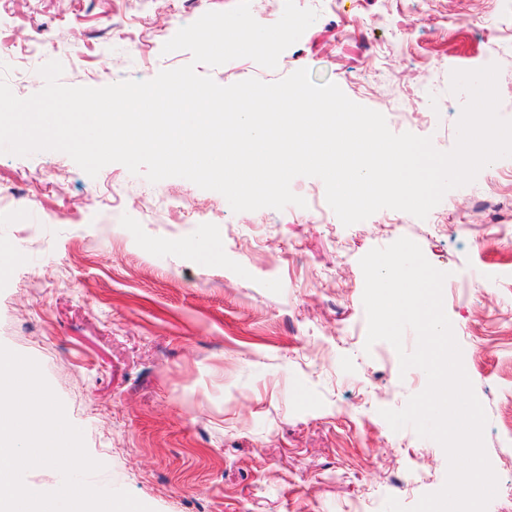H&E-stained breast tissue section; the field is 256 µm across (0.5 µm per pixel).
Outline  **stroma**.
Here are the masks:
<instances>
[{
	"label": "stroma",
	"mask_w": 512,
	"mask_h": 512,
	"mask_svg": "<svg viewBox=\"0 0 512 512\" xmlns=\"http://www.w3.org/2000/svg\"><path fill=\"white\" fill-rule=\"evenodd\" d=\"M236 0H0L13 93L150 80L190 62L162 47ZM317 20L269 70L248 58L199 74L229 85L308 69L385 115L394 133L451 150L465 101L450 73L496 62L512 119V9L503 0H310ZM294 205L233 212L183 178L150 183L112 163L0 153V344L35 359L103 463L95 485L153 512H350L407 507L445 483L441 446L380 411L421 392L387 342L366 346L359 260L406 237L447 272L444 309L488 419L498 477L488 512H512V157L450 190L426 219L382 209L346 226L315 177ZM483 283L470 290L472 278Z\"/></svg>",
	"instance_id": "stroma-1"
}]
</instances>
